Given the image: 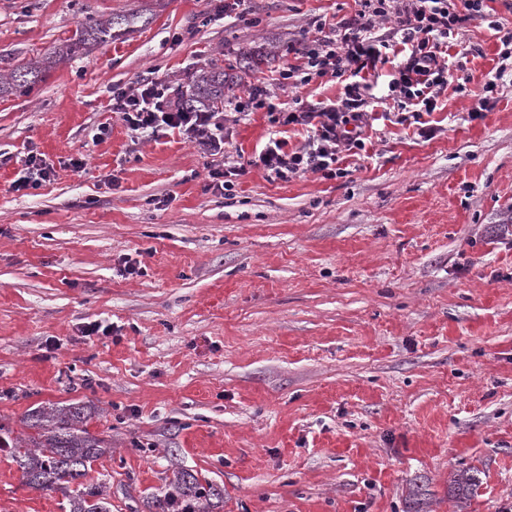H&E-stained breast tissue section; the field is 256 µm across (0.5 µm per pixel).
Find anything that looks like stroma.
Segmentation results:
<instances>
[{
	"instance_id": "1",
	"label": "stroma",
	"mask_w": 512,
	"mask_h": 512,
	"mask_svg": "<svg viewBox=\"0 0 512 512\" xmlns=\"http://www.w3.org/2000/svg\"><path fill=\"white\" fill-rule=\"evenodd\" d=\"M355 8L0 0V69L88 15L150 18L0 98V424L21 434L38 406L98 407L88 429L112 452L89 475H109L112 512H144L175 460L223 486V512H512L511 69L469 117L512 0L460 31L432 138L398 122L395 69L379 65L385 117L342 153L343 178L252 167L226 196L197 143L132 141L112 110L110 87L149 76L179 95L218 50L244 81L275 83L312 21ZM226 130L246 160L305 139L263 109ZM30 153L52 175L26 195L11 185ZM471 467L481 484L460 509L448 478ZM65 504L0 451V512ZM501 79V70L489 71L476 81L475 89L473 90L474 104L470 112L473 120L483 119L486 112L495 102L499 94V81Z\"/></svg>"
}]
</instances>
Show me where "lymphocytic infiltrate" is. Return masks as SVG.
Returning <instances> with one entry per match:
<instances>
[{"label": "lymphocytic infiltrate", "mask_w": 512, "mask_h": 512, "mask_svg": "<svg viewBox=\"0 0 512 512\" xmlns=\"http://www.w3.org/2000/svg\"><path fill=\"white\" fill-rule=\"evenodd\" d=\"M354 14L333 24L314 21L294 50V62L280 72L281 87L293 90L291 102L279 105L265 82H249L248 101L267 108L272 122L298 126L306 133L304 144L287 150L282 139L269 140L265 148L243 163L226 149L225 113L241 111L240 102L226 101L223 111L184 109L177 97L156 79H140L135 86H113L112 109L119 112L127 129L135 135L163 128L192 138L209 155L222 156L209 164L210 188L229 191L247 168H262L268 177L287 180L313 173L326 179L343 176L338 161L341 152L364 149V137L372 126L371 81L379 62L396 61L392 92L401 97L400 107L419 122V136L430 137L432 128L423 126V115L437 108L441 91L451 75V40L463 25L484 17L486 0H356ZM386 34L376 35L382 22ZM331 77L345 81L337 101L311 103L298 91L313 79Z\"/></svg>", "instance_id": "f902f5d3"}]
</instances>
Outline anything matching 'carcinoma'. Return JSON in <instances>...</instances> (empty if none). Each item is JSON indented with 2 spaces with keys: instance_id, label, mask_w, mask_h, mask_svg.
I'll return each mask as SVG.
<instances>
[{
  "instance_id": "1",
  "label": "carcinoma",
  "mask_w": 512,
  "mask_h": 512,
  "mask_svg": "<svg viewBox=\"0 0 512 512\" xmlns=\"http://www.w3.org/2000/svg\"><path fill=\"white\" fill-rule=\"evenodd\" d=\"M143 11L128 10L106 18L88 16L75 33L49 49L40 60L18 62L0 72V97L25 92L42 81L44 73L60 61L83 55L95 45L131 31ZM238 82L224 71V53L211 57L194 76L181 102L210 112L224 110V96ZM97 408L83 403L40 406L27 414L24 424L33 430L25 438L0 424V450L10 454L26 484L43 492H60L69 512H112L110 485L105 479L87 482L91 462L111 451L108 443L88 430ZM481 481L473 468L448 480L450 496L461 503L476 493ZM148 512H223L224 488L202 482L198 474L176 466L164 488L146 498Z\"/></svg>"
}]
</instances>
